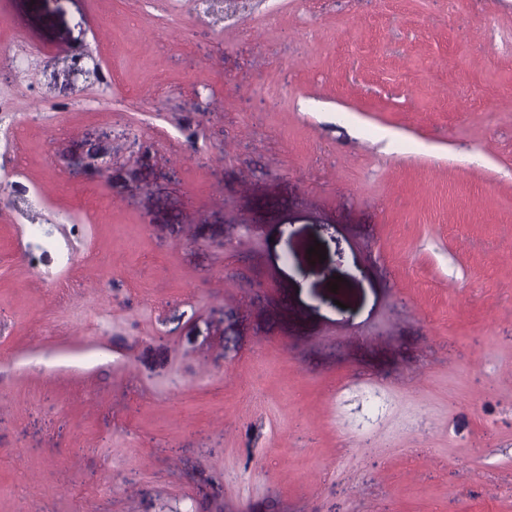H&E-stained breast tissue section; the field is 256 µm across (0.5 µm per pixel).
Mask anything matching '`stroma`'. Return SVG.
Returning <instances> with one entry per match:
<instances>
[{
    "label": "stroma",
    "mask_w": 512,
    "mask_h": 512,
    "mask_svg": "<svg viewBox=\"0 0 512 512\" xmlns=\"http://www.w3.org/2000/svg\"><path fill=\"white\" fill-rule=\"evenodd\" d=\"M0 101V512H512V0H0Z\"/></svg>",
    "instance_id": "35a3bbf8"
}]
</instances>
